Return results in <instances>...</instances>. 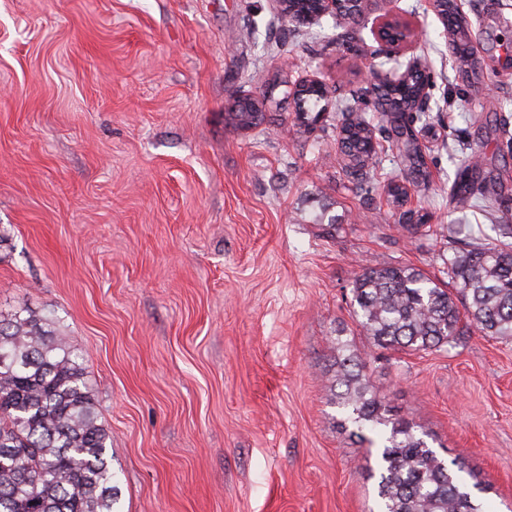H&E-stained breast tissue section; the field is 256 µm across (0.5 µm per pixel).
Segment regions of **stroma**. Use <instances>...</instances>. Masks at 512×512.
Listing matches in <instances>:
<instances>
[{
	"instance_id": "35a3bbf8",
	"label": "stroma",
	"mask_w": 512,
	"mask_h": 512,
	"mask_svg": "<svg viewBox=\"0 0 512 512\" xmlns=\"http://www.w3.org/2000/svg\"><path fill=\"white\" fill-rule=\"evenodd\" d=\"M485 82L458 77L428 0L409 54L432 73L410 209L442 232L512 225V0H454ZM276 0H0V311L48 316L85 358L119 488L117 512H379L378 448L342 423L331 339L348 340L392 414L462 457L488 512H512V341L378 349L353 317L363 267L436 275L448 241L401 230L358 194L336 112L312 133L292 88L342 94L392 69L369 25L336 45L284 33ZM237 94L267 97L244 133ZM479 151L498 210H456ZM230 119L234 126L242 131L251 130L267 123V113L253 103L250 105H241L236 103L235 109L229 112Z\"/></svg>"
}]
</instances>
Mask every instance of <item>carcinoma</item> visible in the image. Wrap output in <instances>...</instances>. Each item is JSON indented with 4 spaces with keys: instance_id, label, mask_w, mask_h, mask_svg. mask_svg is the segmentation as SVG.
<instances>
[{
    "instance_id": "obj_1",
    "label": "carcinoma",
    "mask_w": 512,
    "mask_h": 512,
    "mask_svg": "<svg viewBox=\"0 0 512 512\" xmlns=\"http://www.w3.org/2000/svg\"><path fill=\"white\" fill-rule=\"evenodd\" d=\"M448 32L456 68L467 81L480 80L482 69L469 54L471 31L466 17L447 4ZM430 74L413 68L399 83L379 79L375 90L393 117L389 124L363 108L364 99L340 104L337 143L348 175L367 197L383 188L395 207L424 179L425 162L406 121L429 119L419 110ZM325 93L309 89L296 97V118L310 132L325 108ZM242 131L267 123L253 104L230 112ZM398 150L405 167L372 181L378 152L367 145L376 136ZM487 176L480 153L466 155L452 186L462 208L486 201ZM499 239L484 242L469 224L448 228L451 257L442 270L447 279L430 277L411 266L365 268L353 281L354 315L360 331L383 349L422 352L453 346L477 330L512 339V225H498ZM332 384L341 389L340 405L350 435L383 441L379 512H487L463 473L465 463L450 461L417 434L413 421L390 413L371 394L365 365L344 346L334 347ZM108 431L97 422L94 399L84 379L83 357L49 323L20 311L0 313V512H115L118 488L107 457Z\"/></svg>"
}]
</instances>
